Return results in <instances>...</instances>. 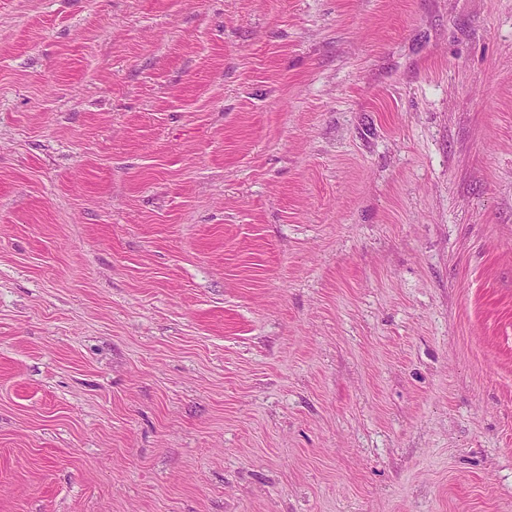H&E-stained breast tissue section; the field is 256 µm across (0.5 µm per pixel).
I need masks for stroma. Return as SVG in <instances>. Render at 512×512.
I'll use <instances>...</instances> for the list:
<instances>
[{
	"label": "stroma",
	"instance_id": "stroma-1",
	"mask_svg": "<svg viewBox=\"0 0 512 512\" xmlns=\"http://www.w3.org/2000/svg\"><path fill=\"white\" fill-rule=\"evenodd\" d=\"M0 512H512V0H0Z\"/></svg>",
	"mask_w": 512,
	"mask_h": 512
}]
</instances>
